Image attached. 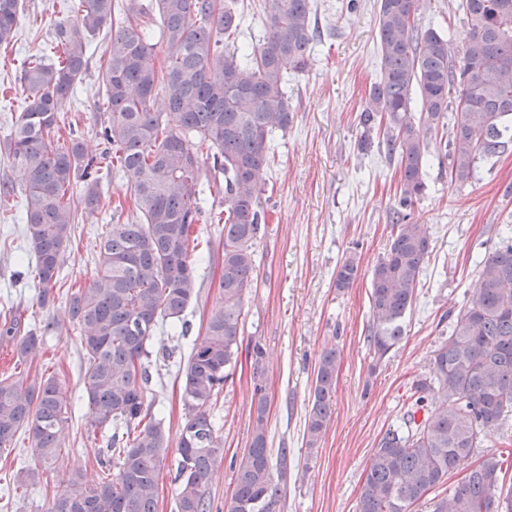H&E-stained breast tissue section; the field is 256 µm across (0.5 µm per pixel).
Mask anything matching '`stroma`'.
Wrapping results in <instances>:
<instances>
[{"instance_id": "obj_1", "label": "stroma", "mask_w": 512, "mask_h": 512, "mask_svg": "<svg viewBox=\"0 0 512 512\" xmlns=\"http://www.w3.org/2000/svg\"><path fill=\"white\" fill-rule=\"evenodd\" d=\"M312 21L321 40L307 72L286 76L285 92L294 122L275 132L273 158L260 173L266 230L255 244L257 277L245 297L242 339L266 350L270 448L288 451L285 493L280 512H355L363 479L384 432L401 423L413 384L430 375L433 351L447 336L505 225H512V148L478 163L472 179L459 185L448 174V153L433 148L428 158V188L413 208L432 251L417 299L405 318V335L377 370H370L365 337L369 324V282L335 288L336 266L356 253L368 271L383 255L392 226L389 211L397 201L399 173L377 144L360 148L357 116L380 69L377 0H311ZM461 0H419L416 19L442 29L452 56L468 38ZM65 0H24L16 41L0 48V144L7 141L27 104L17 76L30 55H50L53 31L71 19ZM108 41H93L88 72L77 81L63 117L103 111L99 72ZM21 195L0 204V313L21 316L30 325L54 322L35 354L15 365L8 343H0V373L19 370L31 380L57 377L65 385L68 421L62 454L44 480L9 500L0 512H45L63 492L72 471L86 482L100 481L97 464L108 439L88 425V408L79 374L84 352L66 307L72 284L88 282L96 260L98 235L110 223L108 210L84 215L64 253L60 283L49 308L36 304L37 288L24 277L30 260ZM203 241L194 256L198 296L182 318L187 334L166 325L150 342L153 362L149 399L152 413L170 436L184 422L180 362L202 337L219 303L222 251L220 227H199ZM339 352L332 420L318 447L305 445L306 419L314 371L324 349ZM169 359H162V352ZM253 368L239 355L234 376L213 411L224 441V455L248 448L252 425Z\"/></svg>"}]
</instances>
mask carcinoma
Returning a JSON list of instances; mask_svg holds the SVG:
<instances>
[{"label": "carcinoma", "mask_w": 512, "mask_h": 512, "mask_svg": "<svg viewBox=\"0 0 512 512\" xmlns=\"http://www.w3.org/2000/svg\"><path fill=\"white\" fill-rule=\"evenodd\" d=\"M261 7L264 36L240 48L239 0H78L75 18L55 28L62 50L57 60L35 54L20 69L28 104L3 148L25 174L26 239L35 259L27 275L39 288L41 306L55 298L63 255L80 223L68 190L82 185L87 213L105 207L100 162L86 156L79 139L60 135L61 112L88 68L91 40L102 32L110 35L101 66L105 110L88 121L112 155V170L126 180L130 200L128 207H114L113 223L98 239L93 276L66 297L85 352L81 381L89 425L112 428L100 459L104 477L89 485L71 473L46 512H158L160 464L170 440L148 417L147 345L158 327L180 320L198 294L191 235L206 222L199 187L207 156L224 172L219 305L179 368L186 415L174 484L176 512H212L207 483L224 462L212 405L237 363L245 296L256 276L254 245L265 230L257 178L269 162L271 136L293 123L286 73L308 70L316 41L310 0H261ZM462 7L470 36L454 60L447 35L417 24L416 0L379 4L380 79L358 125L363 146L375 127H384L382 146L398 161L400 190L390 212L393 234L368 272L366 345L373 372L404 336L431 253L429 237L411 217L427 189L431 144L416 127L414 100L420 99L421 118L436 133L455 107L445 149L456 183L471 178L478 158L512 146V0H463ZM20 12L21 0H0V45L14 41ZM162 87L168 95L161 100ZM361 276L351 252L337 265L335 286L344 290ZM55 329L50 321L31 328L13 315L0 323V342L11 344L23 363ZM251 357L249 448L230 462L235 488L224 512H276L287 478L288 449L279 450L276 469L268 448L262 345L253 344ZM337 365V350H325L308 402L310 449L330 422ZM434 386L445 402L423 414L424 394ZM414 395L406 431L386 430L375 448L356 512H413L426 498L430 512H512L503 462L494 456L472 461L481 438L512 415L511 236L480 262L466 305L433 352L431 378L418 380ZM67 414L65 388L56 377H0V455L22 432L35 461L19 471L17 487L38 483L40 470L59 458ZM459 470L465 471L462 479L447 494H436Z\"/></svg>", "instance_id": "obj_1"}]
</instances>
